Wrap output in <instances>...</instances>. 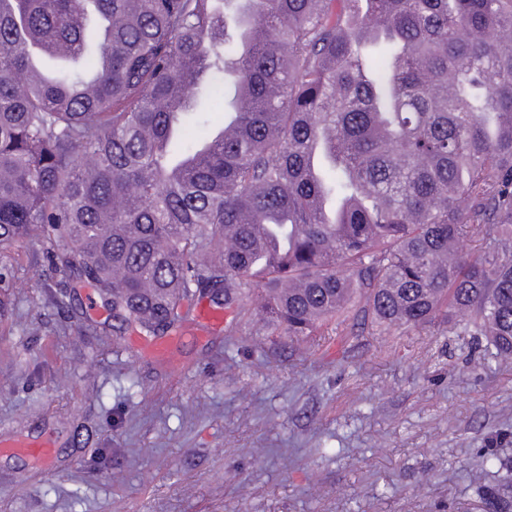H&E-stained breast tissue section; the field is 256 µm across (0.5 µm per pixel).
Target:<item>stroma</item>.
I'll use <instances>...</instances> for the list:
<instances>
[{
    "instance_id": "1",
    "label": "stroma",
    "mask_w": 512,
    "mask_h": 512,
    "mask_svg": "<svg viewBox=\"0 0 512 512\" xmlns=\"http://www.w3.org/2000/svg\"><path fill=\"white\" fill-rule=\"evenodd\" d=\"M0 512H480L512 480V360L431 324L306 342L184 325L168 361L62 292L37 240L0 246ZM502 468L485 469V453ZM0 447V453L22 455L36 459L46 470H50L53 465L54 448L50 440L16 438L0 441Z\"/></svg>"
}]
</instances>
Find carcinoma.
Returning a JSON list of instances; mask_svg holds the SVG:
<instances>
[{
	"label": "carcinoma",
	"instance_id": "1",
	"mask_svg": "<svg viewBox=\"0 0 512 512\" xmlns=\"http://www.w3.org/2000/svg\"><path fill=\"white\" fill-rule=\"evenodd\" d=\"M30 237L117 339L260 289L291 340L441 316L512 358V0H0V244Z\"/></svg>",
	"mask_w": 512,
	"mask_h": 512
}]
</instances>
